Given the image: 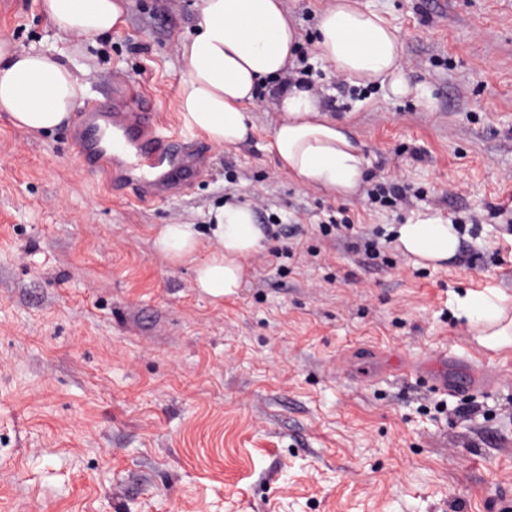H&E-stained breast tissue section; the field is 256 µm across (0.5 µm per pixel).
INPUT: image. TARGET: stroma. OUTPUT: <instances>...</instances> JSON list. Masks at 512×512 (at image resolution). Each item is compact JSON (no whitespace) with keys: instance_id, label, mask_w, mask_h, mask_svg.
I'll use <instances>...</instances> for the list:
<instances>
[{"instance_id":"35a3bbf8","label":"stroma","mask_w":512,"mask_h":512,"mask_svg":"<svg viewBox=\"0 0 512 512\" xmlns=\"http://www.w3.org/2000/svg\"><path fill=\"white\" fill-rule=\"evenodd\" d=\"M404 41L432 106L357 87L314 63L331 115L349 118L368 187L399 178L411 207L295 184L261 145L266 93L243 146L208 148L183 193L112 194L84 170L71 127L32 135L0 112V512H498L512 501V349L480 348L455 318L466 291L512 294V0H359ZM200 0H127L90 40L52 28L40 0L0 8V39L92 67L85 95L124 81L170 129L180 43ZM261 203L298 224L212 299L191 265L153 249L163 224ZM505 213H498V206ZM422 213L459 224L456 256L416 265L394 238ZM347 219L377 237L372 264L322 236ZM291 247V257L276 250ZM421 361L409 375L404 365ZM496 382L449 394L435 376ZM468 403L474 411L458 417Z\"/></svg>"}]
</instances>
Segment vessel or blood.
<instances>
[{
  "label": "vessel or blood",
  "mask_w": 512,
  "mask_h": 512,
  "mask_svg": "<svg viewBox=\"0 0 512 512\" xmlns=\"http://www.w3.org/2000/svg\"><path fill=\"white\" fill-rule=\"evenodd\" d=\"M75 156L87 169L111 161L118 168L112 186L132 189L141 199H162L185 190L186 175L200 170L205 151L166 131L143 98L133 91L110 106L86 101L72 134Z\"/></svg>",
  "instance_id": "b4317fda"
}]
</instances>
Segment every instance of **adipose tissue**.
I'll list each match as a JSON object with an SVG mask.
<instances>
[{
	"instance_id": "adipose-tissue-1",
	"label": "adipose tissue",
	"mask_w": 512,
	"mask_h": 512,
	"mask_svg": "<svg viewBox=\"0 0 512 512\" xmlns=\"http://www.w3.org/2000/svg\"><path fill=\"white\" fill-rule=\"evenodd\" d=\"M41 9L58 32L83 40L124 24L126 0H41ZM299 42L282 0H201L197 29L181 43L184 125L217 147L246 143L254 132L249 106L261 89L298 69ZM313 46L327 70L354 85L431 99L427 86L406 78L399 28L358 0H330L317 16ZM85 74L52 53L0 40V112L25 131H55L80 106ZM273 106L279 120L263 149L294 182L342 197L364 185L368 160L361 143L349 125L325 112L313 89L298 83L277 89ZM208 220L203 231L194 224L160 225L153 245L169 264L193 265L196 288L221 299L241 288L247 262L264 249L267 235L246 203H220ZM396 241L418 263L439 268L455 257L460 233L449 219L424 214L399 225ZM204 244L209 251L202 258ZM455 316L475 329L481 347L512 349V295L498 288L466 292Z\"/></svg>"
}]
</instances>
